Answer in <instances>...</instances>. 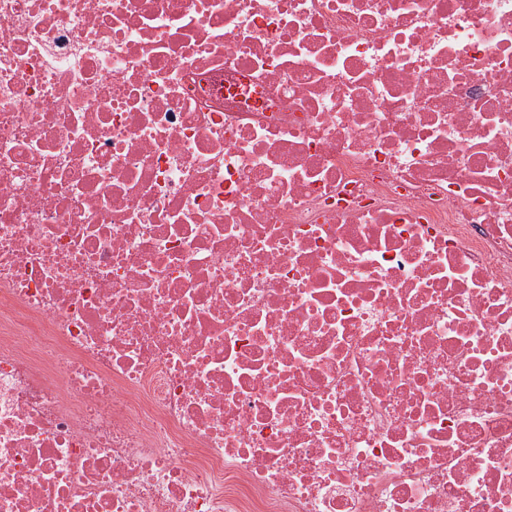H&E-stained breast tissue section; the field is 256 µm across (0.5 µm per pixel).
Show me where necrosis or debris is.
Wrapping results in <instances>:
<instances>
[{
    "label": "necrosis or debris",
    "mask_w": 512,
    "mask_h": 512,
    "mask_svg": "<svg viewBox=\"0 0 512 512\" xmlns=\"http://www.w3.org/2000/svg\"><path fill=\"white\" fill-rule=\"evenodd\" d=\"M0 512H512V0H0Z\"/></svg>",
    "instance_id": "obj_1"
}]
</instances>
